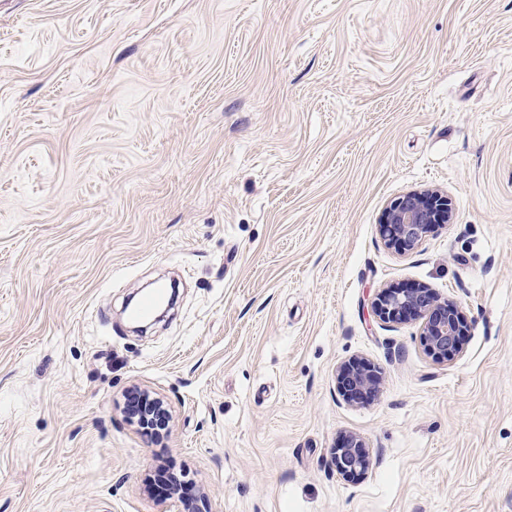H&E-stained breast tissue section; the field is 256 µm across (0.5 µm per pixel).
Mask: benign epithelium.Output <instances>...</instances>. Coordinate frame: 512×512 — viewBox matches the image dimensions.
<instances>
[{
  "instance_id": "1",
  "label": "benign epithelium",
  "mask_w": 512,
  "mask_h": 512,
  "mask_svg": "<svg viewBox=\"0 0 512 512\" xmlns=\"http://www.w3.org/2000/svg\"><path fill=\"white\" fill-rule=\"evenodd\" d=\"M453 206L448 195L434 189L413 190L396 198L384 211L379 233L384 242L401 250H412L434 224H449ZM374 316L384 324L418 320L427 353L436 361L448 362L459 355L461 339L468 321L456 303L439 297L426 286L390 288L379 291L373 302ZM379 372L369 363L349 361L336 369V390L347 403H357L377 393ZM135 412H125L126 419L141 430L155 424L169 413L166 402L148 390ZM331 464L345 478L367 473L370 466L368 446L356 434L345 436L332 449Z\"/></svg>"
}]
</instances>
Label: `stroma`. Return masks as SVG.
I'll use <instances>...</instances> for the list:
<instances>
[{"label":"stroma","instance_id":"1","mask_svg":"<svg viewBox=\"0 0 512 512\" xmlns=\"http://www.w3.org/2000/svg\"><path fill=\"white\" fill-rule=\"evenodd\" d=\"M426 188L452 223L386 245ZM417 284L454 361L371 311ZM172 473L207 512H512V0H0V512H177ZM452 218L453 206L447 194L434 189L413 190L386 208L379 233L385 244L412 250L433 224H449ZM372 309L384 324L420 321L424 347L434 360L448 362L459 355L468 321L456 303L439 297L433 289H383L376 294ZM379 372L369 363L348 361L336 369V390L347 403H360L378 391ZM144 393L145 400L140 408L135 412H128L124 409L126 419L141 430L149 429L153 426L157 418L162 414L169 416V410L166 402L159 396L154 395L149 390H141ZM331 464L344 478L365 475L370 466V455L364 439L356 434L346 435L332 449Z\"/></svg>","mask_w":512,"mask_h":512}]
</instances>
